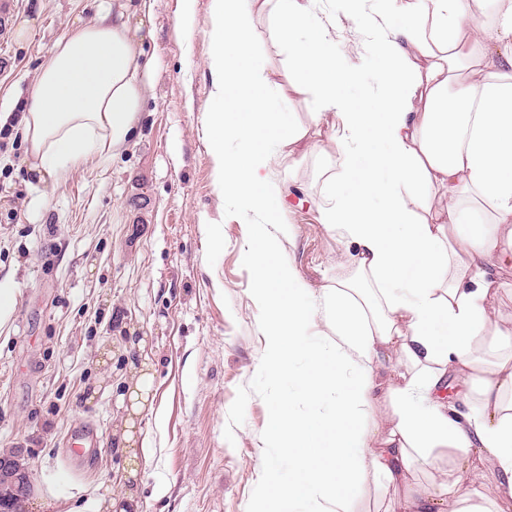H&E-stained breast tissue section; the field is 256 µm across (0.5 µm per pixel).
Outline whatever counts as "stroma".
I'll return each instance as SVG.
<instances>
[{
	"mask_svg": "<svg viewBox=\"0 0 512 512\" xmlns=\"http://www.w3.org/2000/svg\"><path fill=\"white\" fill-rule=\"evenodd\" d=\"M101 0H0V111L25 96L73 22L94 21ZM209 0H149L141 34L154 82L135 135L119 153L90 155L48 180L30 170L21 132L0 130V283L17 305L0 325V452L19 451L35 512H95L99 501L139 512H252L279 389L261 371L262 313L244 259L253 213L222 199L203 138L210 91ZM337 52L363 68L351 96L375 82L361 18L334 0ZM34 26L15 35L18 19ZM254 50L279 71L287 111L306 132L305 158L289 171L274 152L270 172L295 203L281 249L313 296L352 279L345 239L319 221L317 150L338 152L340 120H311L293 95L288 64L267 18ZM221 238L209 245L210 236ZM149 367L151 406L135 420L133 451L119 447L118 396L132 361ZM456 452H437L411 483L446 499ZM136 464L138 476L120 475Z\"/></svg>",
	"mask_w": 512,
	"mask_h": 512,
	"instance_id": "1",
	"label": "stroma"
}]
</instances>
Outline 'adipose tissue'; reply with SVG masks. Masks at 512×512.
<instances>
[{
	"label": "adipose tissue",
	"mask_w": 512,
	"mask_h": 512,
	"mask_svg": "<svg viewBox=\"0 0 512 512\" xmlns=\"http://www.w3.org/2000/svg\"><path fill=\"white\" fill-rule=\"evenodd\" d=\"M316 0H210L211 90L204 136L221 195L255 213L245 255L262 310V369L287 383L267 424V453L255 512H351L368 480L398 483L439 448L461 455L447 486L446 512H512V353L485 364L491 339H510L494 303L497 269L512 253V0H418L378 26L374 91L350 98L357 69L337 60L336 43ZM135 0H112L96 19L60 38L18 113H0L29 144L33 169L51 176L90 154L113 155L134 133L152 70L144 58ZM288 58V81L309 99L314 121L341 120L338 155L325 162L316 203L328 230L354 249L359 281L328 286L311 301L285 260L274 228L284 222L281 189L269 174L273 149L297 145L276 73L256 57L257 16ZM310 28L305 51L294 37ZM245 139L242 154L224 150L227 135ZM443 209L421 216L431 188ZM459 274L449 278L450 260ZM335 340L305 335L317 317ZM304 356L306 366L294 360ZM402 357L411 374L391 379L396 423L379 436L371 422L375 364ZM476 384L461 407L436 392L446 374ZM300 398L321 408L308 418ZM477 460H470V452ZM499 476L491 506L476 504V462Z\"/></svg>",
	"instance_id": "1"
}]
</instances>
